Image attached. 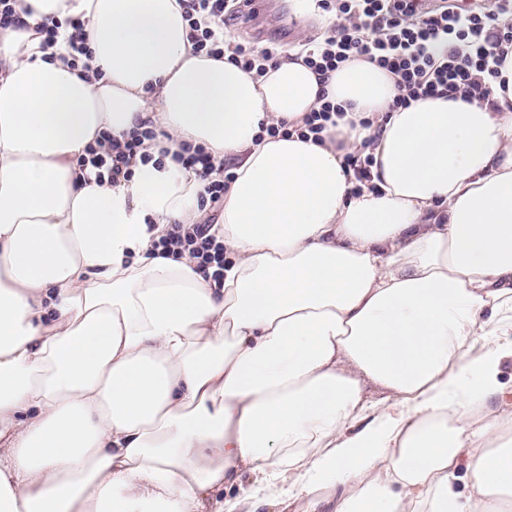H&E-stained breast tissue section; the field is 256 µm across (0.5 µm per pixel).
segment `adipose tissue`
I'll use <instances>...</instances> for the list:
<instances>
[{
  "label": "adipose tissue",
  "mask_w": 512,
  "mask_h": 512,
  "mask_svg": "<svg viewBox=\"0 0 512 512\" xmlns=\"http://www.w3.org/2000/svg\"><path fill=\"white\" fill-rule=\"evenodd\" d=\"M17 6L0 28V512H318L336 487V512H512V54L488 101L394 110L393 76L361 58L325 78L294 55L260 76L193 53L178 0ZM326 100L345 119L301 139ZM142 125L130 181L79 165ZM185 143L234 164L220 288L153 248L209 209L171 158ZM350 154L372 157L368 181ZM367 379L393 402L366 404ZM227 485L240 496L216 500Z\"/></svg>",
  "instance_id": "obj_1"
}]
</instances>
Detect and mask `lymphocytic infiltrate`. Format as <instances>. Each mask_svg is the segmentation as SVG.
<instances>
[{
    "label": "lymphocytic infiltrate",
    "instance_id": "1",
    "mask_svg": "<svg viewBox=\"0 0 512 512\" xmlns=\"http://www.w3.org/2000/svg\"><path fill=\"white\" fill-rule=\"evenodd\" d=\"M195 51L229 55L242 68L265 73L278 58L274 47L224 44V26L235 15L231 0H180ZM336 21L323 38L304 44L306 63L321 75L361 56L395 77L392 108L432 97L467 103L488 100L505 56L512 51V0H496L489 11L465 9L455 0L429 7L427 0H322ZM153 130L132 131L91 150L86 163L110 183L130 180L136 161H148L144 141ZM203 185L213 210L224 203L225 180L216 178L213 158L200 147L176 154ZM161 256L180 254L194 261L215 287L224 285V241L212 224H173L156 243Z\"/></svg>",
    "mask_w": 512,
    "mask_h": 512
}]
</instances>
